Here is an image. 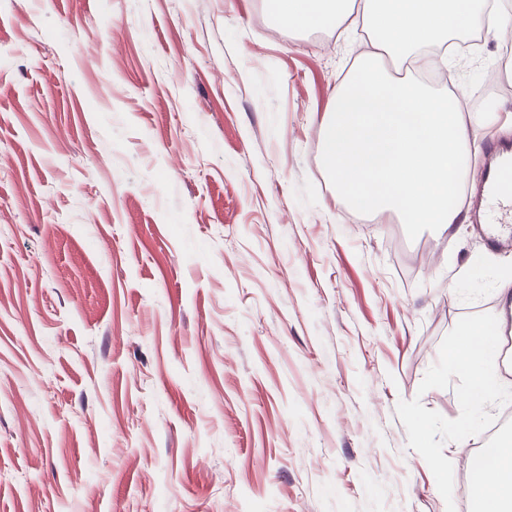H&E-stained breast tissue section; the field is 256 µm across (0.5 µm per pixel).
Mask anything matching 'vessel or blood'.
<instances>
[{"mask_svg":"<svg viewBox=\"0 0 512 512\" xmlns=\"http://www.w3.org/2000/svg\"><path fill=\"white\" fill-rule=\"evenodd\" d=\"M510 149L512 144L506 142H488V157H500L501 162L495 169H483L473 194L474 201L483 204L485 236L493 249L512 244V161L502 157Z\"/></svg>","mask_w":512,"mask_h":512,"instance_id":"1","label":"vessel or blood"}]
</instances>
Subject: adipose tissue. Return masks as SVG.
I'll return each instance as SVG.
<instances>
[{
  "label": "adipose tissue",
  "mask_w": 512,
  "mask_h": 512,
  "mask_svg": "<svg viewBox=\"0 0 512 512\" xmlns=\"http://www.w3.org/2000/svg\"><path fill=\"white\" fill-rule=\"evenodd\" d=\"M488 0H268L279 20L297 30L359 25L376 50L361 56L337 88L322 122L321 159L338 198L357 213L395 211L401 223L446 231L458 223L464 191L459 150L473 124L455 92L434 90L419 75L423 46L494 26ZM409 62L407 79L387 73L383 57ZM467 379L464 398L478 405L512 374L500 363L491 325L474 326L448 350ZM472 512H512V438L498 439L491 459L474 466Z\"/></svg>",
  "instance_id": "obj_1"
}]
</instances>
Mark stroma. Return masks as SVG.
<instances>
[{
	"label": "stroma",
	"mask_w": 512,
	"mask_h": 512,
	"mask_svg": "<svg viewBox=\"0 0 512 512\" xmlns=\"http://www.w3.org/2000/svg\"><path fill=\"white\" fill-rule=\"evenodd\" d=\"M501 12L433 65L469 177L512 140ZM372 49L265 0H0V512H469L512 386L470 407L447 352L512 248L466 194L443 232L337 201Z\"/></svg>",
	"instance_id": "35a3bbf8"
}]
</instances>
